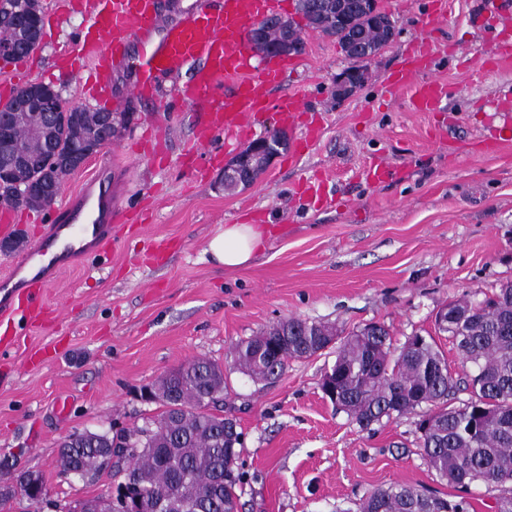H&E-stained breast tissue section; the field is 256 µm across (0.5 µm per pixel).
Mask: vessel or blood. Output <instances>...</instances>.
I'll return each mask as SVG.
<instances>
[{"instance_id":"1","label":"vessel or blood","mask_w":512,"mask_h":512,"mask_svg":"<svg viewBox=\"0 0 512 512\" xmlns=\"http://www.w3.org/2000/svg\"><path fill=\"white\" fill-rule=\"evenodd\" d=\"M283 10V0H222L215 9L198 0L194 8L171 13L159 11L156 0H79L83 23L76 47L58 55L55 66L79 74L84 99L118 107L127 94L154 97L159 77L178 76L194 65L191 79L173 93L176 106L200 114L194 146L209 145L220 135L239 140L261 124L266 112L276 111L281 123L291 124L302 110L301 95L271 97L292 68L291 60L274 59L261 68L252 63L251 29ZM429 52L427 43L418 42L388 82L393 93L415 84L410 102L415 111H433L445 94L441 84L419 78ZM127 67L136 77L123 95L115 88V76ZM129 220L127 211L112 203L111 178L95 175L57 208L49 231L19 252L0 276V322L58 319L60 311L46 302L45 290L65 259L103 255L112 245L113 225Z\"/></svg>"}]
</instances>
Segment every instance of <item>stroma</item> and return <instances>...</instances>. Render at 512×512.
<instances>
[{
    "mask_svg": "<svg viewBox=\"0 0 512 512\" xmlns=\"http://www.w3.org/2000/svg\"><path fill=\"white\" fill-rule=\"evenodd\" d=\"M481 0H382L394 40L363 66L366 82L337 98L334 79L349 61L335 38L306 33L296 70L272 98L298 93L306 123L321 122L315 141L287 131V145L257 181L228 193L225 161L236 156L217 138L186 155L196 114L171 113L177 81L161 78L154 99L128 97L125 121L104 153L112 159V195L140 211V224L116 227L101 259L63 271L47 293L63 325L22 328L0 364V480L35 471L62 504L107 496L108 472L65 476L59 443L75 430L130 428L160 412L142 401L144 387L199 357L224 368L225 411L243 432L245 480L239 512H350L370 490L392 483L448 493L419 447V414L361 428L336 410L321 381L335 348L292 359L274 382L252 380L235 366L233 348L288 318L330 322L344 332L371 323L389 328L392 344L434 336L458 368L435 315L448 300L480 301L512 281V143L482 149L484 134L512 124V64L482 59L498 40L473 19ZM76 15L43 32V49L22 59L28 81L79 99V78L54 67L56 50L73 45ZM430 45L425 78L446 88L437 111L409 107L411 89L387 94L383 81L418 40ZM156 122L163 139L145 136ZM224 161L204 167L209 151ZM394 175L374 185L368 167ZM325 179L329 204L300 198V181ZM268 224L264 249L246 266L227 269L206 252L227 224ZM170 242L163 262L157 239ZM47 351L44 363L30 351Z\"/></svg>",
    "mask_w": 512,
    "mask_h": 512,
    "instance_id": "stroma-1",
    "label": "stroma"
}]
</instances>
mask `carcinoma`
<instances>
[{
	"mask_svg": "<svg viewBox=\"0 0 512 512\" xmlns=\"http://www.w3.org/2000/svg\"><path fill=\"white\" fill-rule=\"evenodd\" d=\"M303 23L289 29L302 35L309 28L310 0H297ZM362 40L371 48L385 32L367 21L359 23ZM13 132L28 152L39 157L41 140L31 129L42 122L38 111L11 113ZM102 109L84 106L78 119L61 115L56 143L67 151L98 135ZM59 192L22 200L0 196V207L44 210ZM448 336L462 362L472 371L459 377L434 338L414 335L396 349L390 332L373 323L348 335L336 325L290 317L267 327L233 349L236 367L254 380L271 381L285 371L288 360L310 357L336 345L331 368L336 385L333 406L360 427L384 418H400L426 406L423 419L431 426L420 434L427 465L456 493L440 496L407 484H390L369 492L357 512H470L465 496L474 483L497 489L496 512H512V281L476 302L466 297L448 301ZM219 364L199 358L160 378L147 388L162 411L143 427L122 429L104 438L80 435L64 441L59 462L64 473L85 475L111 467L116 488H123L128 469L138 472L139 512H165V504L193 489L189 512H238L244 481L239 447L243 433L229 415L209 411L228 395L224 379L212 370ZM459 391L469 392L460 405L450 404Z\"/></svg>",
	"mask_w": 512,
	"mask_h": 512,
	"instance_id": "1",
	"label": "carcinoma"
}]
</instances>
